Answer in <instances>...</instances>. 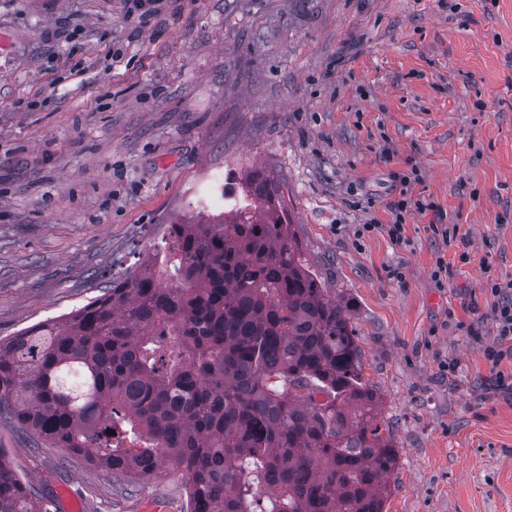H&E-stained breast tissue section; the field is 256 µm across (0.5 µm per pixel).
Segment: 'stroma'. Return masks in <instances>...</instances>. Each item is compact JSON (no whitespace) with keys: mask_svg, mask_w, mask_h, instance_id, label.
<instances>
[{"mask_svg":"<svg viewBox=\"0 0 512 512\" xmlns=\"http://www.w3.org/2000/svg\"><path fill=\"white\" fill-rule=\"evenodd\" d=\"M1 33L0 338L100 295L220 184L272 171L382 397L399 455L385 512H512V391L483 356L482 286L487 263L512 278V0H162L141 17L125 0H0ZM411 171L430 209L398 247L379 227ZM0 448L45 512L65 490L82 512H186L179 473L123 494L6 419Z\"/></svg>","mask_w":512,"mask_h":512,"instance_id":"obj_1","label":"stroma"}]
</instances>
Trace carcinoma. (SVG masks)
<instances>
[{
    "mask_svg": "<svg viewBox=\"0 0 512 512\" xmlns=\"http://www.w3.org/2000/svg\"><path fill=\"white\" fill-rule=\"evenodd\" d=\"M168 229L167 277L148 252L85 305L0 339V418L123 492L176 467L187 512H255L261 493V512H383L398 451L277 179L254 171L223 212ZM0 512H43L1 448Z\"/></svg>",
    "mask_w": 512,
    "mask_h": 512,
    "instance_id": "cac0c4a2",
    "label": "carcinoma"
}]
</instances>
